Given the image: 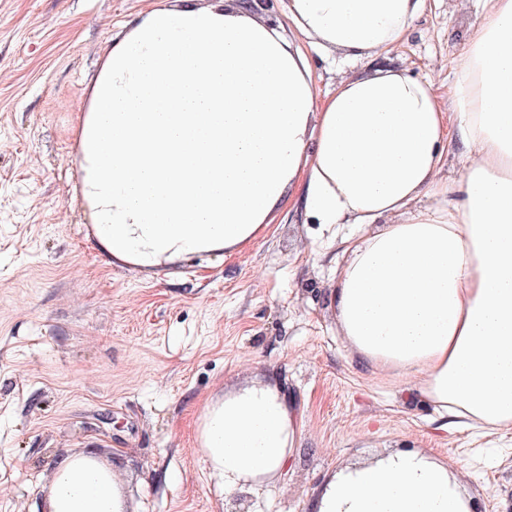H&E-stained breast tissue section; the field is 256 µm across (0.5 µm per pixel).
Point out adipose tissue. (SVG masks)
Listing matches in <instances>:
<instances>
[{"instance_id":"adipose-tissue-1","label":"adipose tissue","mask_w":512,"mask_h":512,"mask_svg":"<svg viewBox=\"0 0 512 512\" xmlns=\"http://www.w3.org/2000/svg\"><path fill=\"white\" fill-rule=\"evenodd\" d=\"M425 0H288L327 54L403 43ZM459 170L448 176L449 158ZM93 234L143 271L239 251L298 200L355 224L330 291L353 356L413 382L449 427H512V0H484L447 97L377 65L317 99L308 61L259 0H154L113 40L83 117ZM197 443L224 495L283 478L296 412L274 374L210 397ZM422 452L339 471L312 512H472ZM48 512H127L119 477L57 459Z\"/></svg>"}]
</instances>
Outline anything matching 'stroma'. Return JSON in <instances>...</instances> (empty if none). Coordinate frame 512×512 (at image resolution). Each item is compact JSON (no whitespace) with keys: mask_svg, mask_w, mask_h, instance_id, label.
<instances>
[{"mask_svg":"<svg viewBox=\"0 0 512 512\" xmlns=\"http://www.w3.org/2000/svg\"><path fill=\"white\" fill-rule=\"evenodd\" d=\"M307 59L317 96L370 61L332 63L263 0ZM151 0H0V512H46L56 460L84 453L130 512H310L357 461L418 450L461 472L478 512H512V429H446L399 379L357 361L329 292L341 238L281 211L241 251L145 274L92 235L76 156L114 37ZM481 0H428L390 65L444 93ZM276 373L300 417L285 477L220 496L196 443L214 394Z\"/></svg>","mask_w":512,"mask_h":512,"instance_id":"stroma-1","label":"stroma"}]
</instances>
